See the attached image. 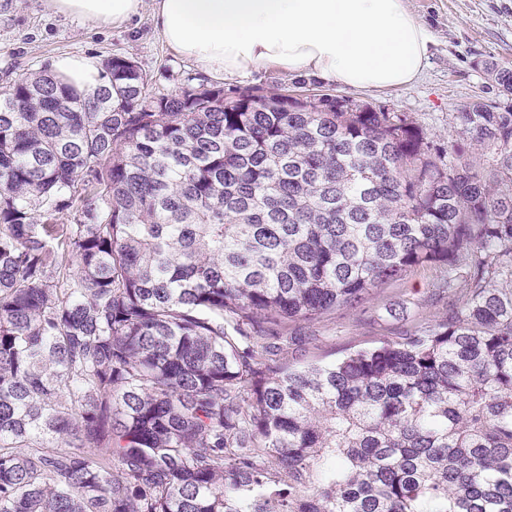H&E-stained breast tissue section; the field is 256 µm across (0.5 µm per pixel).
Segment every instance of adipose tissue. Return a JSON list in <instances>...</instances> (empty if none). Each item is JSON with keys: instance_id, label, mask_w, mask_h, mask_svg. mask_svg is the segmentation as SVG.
I'll return each mask as SVG.
<instances>
[{"instance_id": "obj_1", "label": "adipose tissue", "mask_w": 512, "mask_h": 512, "mask_svg": "<svg viewBox=\"0 0 512 512\" xmlns=\"http://www.w3.org/2000/svg\"><path fill=\"white\" fill-rule=\"evenodd\" d=\"M56 14L124 27L151 6L178 56L210 77L272 65L354 89L398 87L422 72L429 33L406 0H45ZM51 73L90 93L104 82L96 56L62 54Z\"/></svg>"}]
</instances>
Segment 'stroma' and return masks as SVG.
I'll use <instances>...</instances> for the list:
<instances>
[{"mask_svg":"<svg viewBox=\"0 0 512 512\" xmlns=\"http://www.w3.org/2000/svg\"><path fill=\"white\" fill-rule=\"evenodd\" d=\"M410 12L430 34L428 59L411 84L356 90L312 75H291L264 66L242 78H227L225 95L246 88L288 93L323 90L376 110L401 112L437 145L461 140L456 112L479 100L512 106L482 68L483 61L512 63V0H407ZM126 55L149 76L155 92L169 93L199 77L195 64L174 54L154 29L150 12L128 27L95 26L46 10L44 0H0V83L47 65L59 54ZM441 276L436 267L409 271L373 295L365 314L339 311L303 327L302 343L289 345V360L330 362L346 349L367 346L417 323L432 322L444 311L431 288Z\"/></svg>","mask_w":512,"mask_h":512,"instance_id":"35a3bbf8","label":"stroma"}]
</instances>
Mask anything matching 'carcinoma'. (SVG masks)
<instances>
[{"label": "carcinoma", "mask_w": 512, "mask_h": 512, "mask_svg": "<svg viewBox=\"0 0 512 512\" xmlns=\"http://www.w3.org/2000/svg\"><path fill=\"white\" fill-rule=\"evenodd\" d=\"M0 85V512H512V109ZM484 70L512 95V65ZM441 266L338 361L288 327Z\"/></svg>", "instance_id": "cac0c4a2"}]
</instances>
